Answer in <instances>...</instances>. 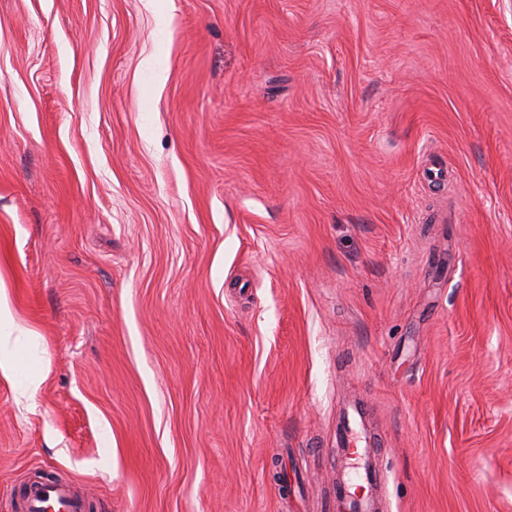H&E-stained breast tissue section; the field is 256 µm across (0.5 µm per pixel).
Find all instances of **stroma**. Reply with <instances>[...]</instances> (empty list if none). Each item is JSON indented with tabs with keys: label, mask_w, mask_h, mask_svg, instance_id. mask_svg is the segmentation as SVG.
Masks as SVG:
<instances>
[{
	"label": "stroma",
	"mask_w": 512,
	"mask_h": 512,
	"mask_svg": "<svg viewBox=\"0 0 512 512\" xmlns=\"http://www.w3.org/2000/svg\"><path fill=\"white\" fill-rule=\"evenodd\" d=\"M0 287V512H512V0H0ZM53 512H91L93 502L85 493H77L67 484H48L32 487L23 500L25 512H46L47 506Z\"/></svg>",
	"instance_id": "35a3bbf8"
}]
</instances>
